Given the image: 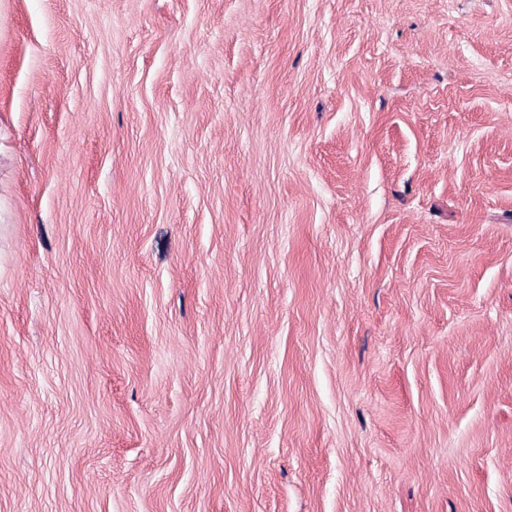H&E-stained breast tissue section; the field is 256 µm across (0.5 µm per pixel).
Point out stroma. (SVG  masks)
Here are the masks:
<instances>
[{"instance_id": "1", "label": "stroma", "mask_w": 512, "mask_h": 512, "mask_svg": "<svg viewBox=\"0 0 512 512\" xmlns=\"http://www.w3.org/2000/svg\"><path fill=\"white\" fill-rule=\"evenodd\" d=\"M0 512H512V0H0Z\"/></svg>"}]
</instances>
